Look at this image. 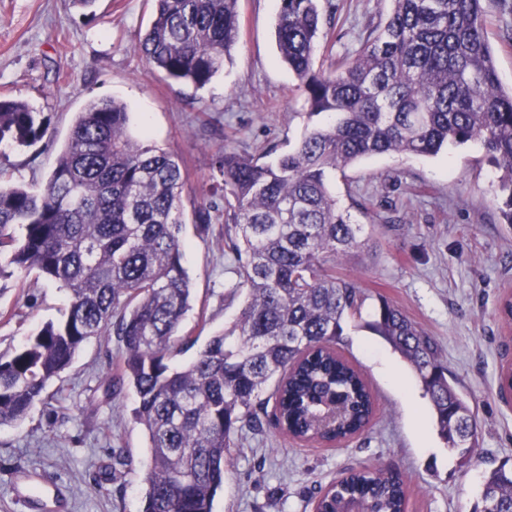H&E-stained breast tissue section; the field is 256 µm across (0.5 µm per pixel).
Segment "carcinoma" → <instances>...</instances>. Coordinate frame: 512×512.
Returning a JSON list of instances; mask_svg holds the SVG:
<instances>
[{
  "mask_svg": "<svg viewBox=\"0 0 512 512\" xmlns=\"http://www.w3.org/2000/svg\"><path fill=\"white\" fill-rule=\"evenodd\" d=\"M150 27L134 51L151 69L198 88L230 59L238 0H153ZM383 27L352 57L315 67L320 0H279L275 35L310 115L332 121L307 130L276 161L224 149L215 164L220 199L196 211L204 233L213 214L232 225L248 299L234 326L207 340L191 362L175 356L195 340L179 335L191 309L180 220L185 185L178 155L135 140L126 105L89 102L79 113L43 189L0 186V278L34 272L65 289L63 318L0 353V425L20 422L48 385L95 336L124 348L112 390L128 388L149 441L142 512H212L229 449L240 429L276 427L301 441L334 444L359 434L374 412L360 371L336 348L345 319L365 297L336 274L361 245L363 227L338 206L329 176L380 154H437L479 141L500 171L496 197L512 225V91L499 81L487 40L485 0H390ZM48 118L0 98V144L37 143ZM366 327L416 372L438 434L469 454L477 420L448 383L435 341L379 298ZM338 403L342 418L322 422ZM479 512H512V470L484 479ZM408 512L400 474L360 469L332 483L315 512Z\"/></svg>",
  "mask_w": 512,
  "mask_h": 512,
  "instance_id": "obj_1",
  "label": "carcinoma"
}]
</instances>
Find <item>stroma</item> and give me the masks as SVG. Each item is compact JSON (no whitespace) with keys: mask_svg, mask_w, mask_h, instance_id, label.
I'll return each instance as SVG.
<instances>
[{"mask_svg":"<svg viewBox=\"0 0 512 512\" xmlns=\"http://www.w3.org/2000/svg\"><path fill=\"white\" fill-rule=\"evenodd\" d=\"M335 31L334 58L351 56L383 23L389 0H321ZM277 0H239V38L205 88L150 70L133 45L152 20L151 0H0V97L49 115L30 147L0 144V184L40 190L75 120L93 100L129 107L132 137L184 161V266L195 301L183 323L199 344L233 325L248 297L224 244V223L208 234L195 223L220 175L212 160L232 148L265 161L288 152L306 129L325 124L308 113L295 75L281 61L274 30ZM497 73L512 86V16L487 5ZM498 172L480 143L437 156L383 154L331 176L336 199L367 239L336 267L366 295L361 317L347 320L342 353L364 374L378 409L368 429L336 447L302 443L272 426L243 429L230 450L213 512H312L326 486L353 468L391 465L410 491L411 512H473L485 475L512 467V400L498 389L512 363V322L498 312L512 295V226L501 223ZM405 313L438 344L448 379L477 417L471 455L446 446L415 372L364 326L378 299ZM67 292L36 274L0 279V352L62 318ZM123 347L116 336L88 340L20 424L0 426V512H28L11 484L32 470L60 488L66 512H141L147 439L135 422L130 390L110 392Z\"/></svg>","mask_w":512,"mask_h":512,"instance_id":"1","label":"stroma"}]
</instances>
